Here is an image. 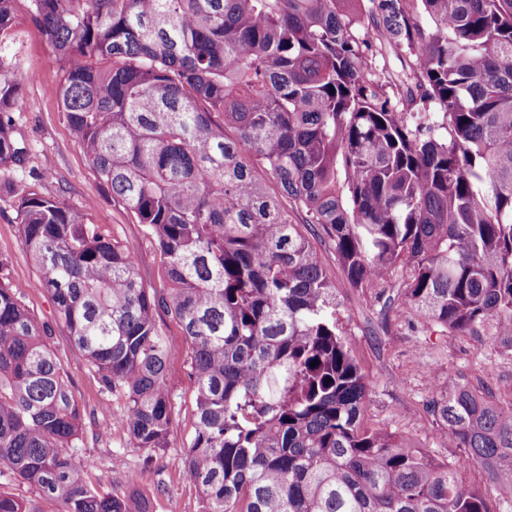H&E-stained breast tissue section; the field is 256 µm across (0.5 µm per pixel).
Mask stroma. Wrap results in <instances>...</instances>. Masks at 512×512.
<instances>
[{"label": "stroma", "instance_id": "1", "mask_svg": "<svg viewBox=\"0 0 512 512\" xmlns=\"http://www.w3.org/2000/svg\"><path fill=\"white\" fill-rule=\"evenodd\" d=\"M12 6L13 24L0 34V64L34 104L33 109L13 115L16 134L26 148V169L40 175L34 189L82 210L87 223L98 225L110 236L133 243L146 286L165 289L166 278L152 237L103 189L59 108L60 65L31 21V0H13ZM48 167L53 170L49 177L44 174ZM315 248L336 282L343 328L370 383L365 426L387 429L440 461H454L460 451L437 438L425 411L427 402L452 381L488 393L498 403L512 402V356L481 345L473 337L452 335L423 322L399 299L396 281H387L381 288L350 287L328 243L316 242ZM0 277L24 285L23 303L51 333L52 350L85 411V437L73 454L97 459L92 482L123 492L133 480L149 498L153 512H197L198 492L182 464L194 434L196 388L190 376V351L178 320L163 311L157 315V324L169 342L166 385L173 413L168 447L150 455L144 449L127 447L123 429L103 420L97 376L67 331L57 325L50 295L32 287L38 271L19 236L15 200L7 195H0ZM431 377L436 380L432 386L427 383ZM116 455L123 459V467H113Z\"/></svg>", "mask_w": 512, "mask_h": 512}]
</instances>
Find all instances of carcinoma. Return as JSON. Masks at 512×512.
I'll return each mask as SVG.
<instances>
[{
  "mask_svg": "<svg viewBox=\"0 0 512 512\" xmlns=\"http://www.w3.org/2000/svg\"><path fill=\"white\" fill-rule=\"evenodd\" d=\"M31 18L69 127L167 277L146 287L132 245L0 181L36 287L101 393L126 397L129 444L168 447L164 309L191 347L200 512H496L459 472L512 478V404L435 394L451 464L363 428L368 385L310 236L351 287L394 278L426 322L512 349V0H33ZM27 106L0 73V167L24 164L11 113ZM82 433L48 337L0 279V468L59 512H151L91 484L96 459L68 452ZM0 512L29 510L0 491Z\"/></svg>",
  "mask_w": 512,
  "mask_h": 512,
  "instance_id": "cac0c4a2",
  "label": "carcinoma"
}]
</instances>
